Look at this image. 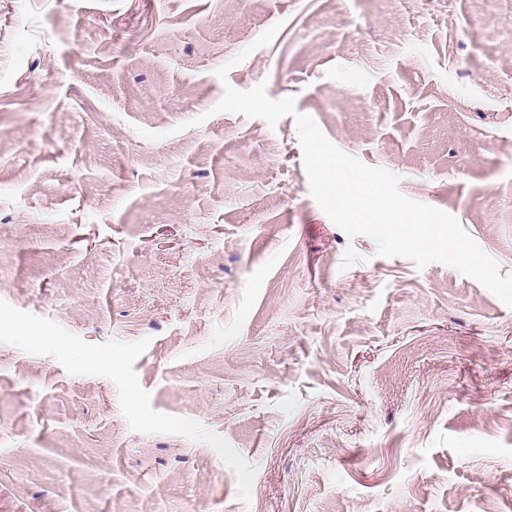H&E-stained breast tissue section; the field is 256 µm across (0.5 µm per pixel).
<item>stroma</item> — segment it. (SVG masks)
I'll use <instances>...</instances> for the list:
<instances>
[{"mask_svg":"<svg viewBox=\"0 0 512 512\" xmlns=\"http://www.w3.org/2000/svg\"><path fill=\"white\" fill-rule=\"evenodd\" d=\"M261 82L512 273V0H0V512H512V308Z\"/></svg>","mask_w":512,"mask_h":512,"instance_id":"1","label":"stroma"}]
</instances>
